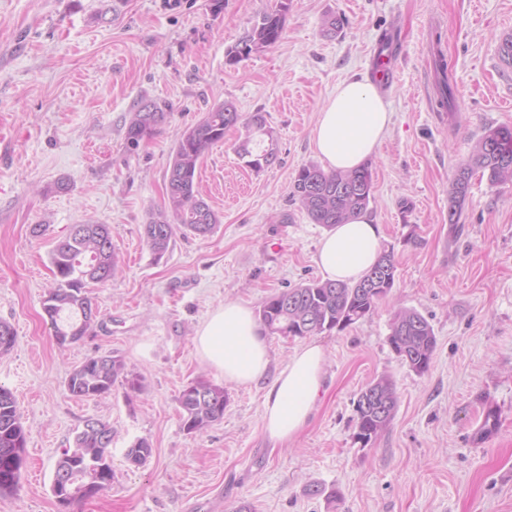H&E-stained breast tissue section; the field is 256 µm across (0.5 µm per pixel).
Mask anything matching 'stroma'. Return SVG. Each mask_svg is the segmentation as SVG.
I'll return each instance as SVG.
<instances>
[{
    "instance_id": "1",
    "label": "stroma",
    "mask_w": 512,
    "mask_h": 512,
    "mask_svg": "<svg viewBox=\"0 0 512 512\" xmlns=\"http://www.w3.org/2000/svg\"><path fill=\"white\" fill-rule=\"evenodd\" d=\"M278 0H0V321L15 330L0 355V385L26 430V464L0 512H512V183L473 178L459 224L448 188L486 128L512 127V67L498 47L512 34V0H290L278 43L239 62L227 51ZM343 20L322 36L327 14ZM398 60L386 100L392 124L370 161L368 213L393 250L395 285L365 318L317 335L327 391L310 425L272 445L262 385L226 382L195 351L201 322L225 300L266 297L322 274L313 261L324 226L290 197L300 167L318 162L311 133L336 85L371 70L383 35ZM454 76V112L435 103L433 56ZM165 120L139 146L127 141L141 101ZM262 113L277 158L246 167L226 130L202 159L201 197L220 222L208 236L176 234L155 257L143 237L165 201V174L186 128L215 105ZM111 225L120 269L89 295L97 318L61 347L44 320L54 285L49 252L70 228ZM45 232L36 237L34 225ZM400 308L432 325L428 372L388 344ZM124 360L141 388L70 395L88 358ZM388 377L398 402L369 445L356 439L354 402ZM224 387V417L184 430L177 397L188 383ZM498 425L478 432L488 410ZM112 430V482L61 506L51 483L85 420ZM139 439L152 454L134 465ZM336 489L334 503L305 485Z\"/></svg>"
}]
</instances>
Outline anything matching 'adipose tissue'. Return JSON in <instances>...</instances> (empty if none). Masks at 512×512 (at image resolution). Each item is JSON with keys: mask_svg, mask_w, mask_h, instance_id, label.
Instances as JSON below:
<instances>
[{"mask_svg": "<svg viewBox=\"0 0 512 512\" xmlns=\"http://www.w3.org/2000/svg\"><path fill=\"white\" fill-rule=\"evenodd\" d=\"M390 123L387 103L364 75L337 85L318 115L312 142L328 168L352 171L376 155ZM382 240L381 225L363 215L326 233L314 261L325 279L353 283L376 262ZM194 344L225 381L263 383V426L273 443H285L308 426L324 387L326 354L319 343L299 346L283 369L272 370L265 330L252 307L228 300L198 328Z\"/></svg>", "mask_w": 512, "mask_h": 512, "instance_id": "ef3b65f1", "label": "adipose tissue"}]
</instances>
